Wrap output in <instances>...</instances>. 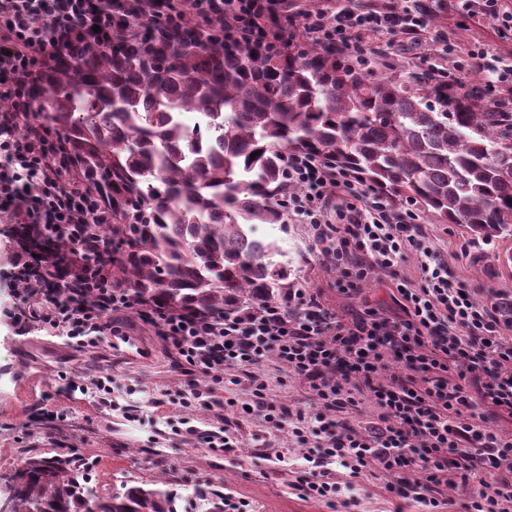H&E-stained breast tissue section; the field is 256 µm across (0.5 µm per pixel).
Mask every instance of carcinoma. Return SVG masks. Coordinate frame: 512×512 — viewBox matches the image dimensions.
Returning a JSON list of instances; mask_svg holds the SVG:
<instances>
[{
  "mask_svg": "<svg viewBox=\"0 0 512 512\" xmlns=\"http://www.w3.org/2000/svg\"><path fill=\"white\" fill-rule=\"evenodd\" d=\"M259 43L159 24L111 50L87 45L30 93L71 169L106 198L95 234L112 285L153 306L226 316L278 299L288 271L259 224L283 223L290 154L354 173L476 239L512 236V113L477 112L423 72H363L307 41ZM255 157H250L251 153ZM85 243L46 237L41 261ZM82 459L30 457L12 512H224V494L123 481L103 494Z\"/></svg>",
  "mask_w": 512,
  "mask_h": 512,
  "instance_id": "carcinoma-1",
  "label": "carcinoma"
}]
</instances>
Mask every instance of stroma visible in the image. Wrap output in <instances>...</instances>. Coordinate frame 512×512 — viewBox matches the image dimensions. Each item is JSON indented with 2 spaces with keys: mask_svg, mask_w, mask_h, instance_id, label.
<instances>
[{
  "mask_svg": "<svg viewBox=\"0 0 512 512\" xmlns=\"http://www.w3.org/2000/svg\"><path fill=\"white\" fill-rule=\"evenodd\" d=\"M428 27L419 35L394 33L381 36V55L373 70L387 73L390 64L424 69L442 51L440 36L455 45V59L466 58L471 45L480 42L489 52L512 59V33L500 34L496 22L472 18L449 8L448 0H430ZM423 230L451 276L464 280L484 304L500 297L512 298V237L489 242L472 241L460 224H441L423 217ZM259 237L275 242L277 259L288 270V285L310 289L324 309L339 320L353 321L371 309L393 312L397 306L389 282L366 279L356 294L337 289L339 276L329 258L317 255L311 245L314 230L297 217L286 223L259 225ZM17 238L11 225L0 223V500L12 495L16 475L30 457H79L87 464L92 486L110 493L124 480L149 481L169 475L173 487L204 482L226 493L232 503L244 502L249 512H333L321 500L298 495L290 482L303 461L299 447L287 430H274L256 416H235L234 404L248 402L251 388L235 369L225 370L217 394L227 400L223 415L205 407L190 413L171 403L182 382L172 350L151 335L131 312L116 315L139 352L124 354L106 344L77 350L62 343L52 331L32 317V309L13 290V256ZM256 371L267 384L269 398L294 409L314 404L308 383L269 358ZM112 374L113 408H104L94 394L70 393L69 381ZM41 419H34V408ZM189 416L191 425L217 429L224 418L237 417L239 445L234 452L214 450L188 435H174L171 424ZM359 512H422L420 503L388 493L382 481L361 480L351 487Z\"/></svg>",
  "mask_w": 512,
  "mask_h": 512,
  "instance_id": "obj_1",
  "label": "stroma"
}]
</instances>
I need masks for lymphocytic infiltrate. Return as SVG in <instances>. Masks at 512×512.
<instances>
[{
  "label": "lymphocytic infiltrate",
  "mask_w": 512,
  "mask_h": 512,
  "mask_svg": "<svg viewBox=\"0 0 512 512\" xmlns=\"http://www.w3.org/2000/svg\"><path fill=\"white\" fill-rule=\"evenodd\" d=\"M278 0H0V214L23 233L14 261L19 297L36 302V318L70 346L94 347L119 336L114 314L135 309L178 359L184 380L180 407L220 406L213 389L225 368L250 371L276 358L305 378L314 413L288 411L269 401L262 381H253L252 414L273 428H286L306 448L296 478L304 497L356 512L336 479L372 478L388 492L442 512L443 491L460 492L462 512H512V435L487 425L488 413L512 417V339H505L494 307L478 303L468 285L451 277L428 244L413 206L394 205L354 174L302 155L288 158L295 193L282 203L315 229L314 249L332 259L342 293L357 291L372 273L396 283L400 311L368 312L343 323L319 309L307 289L292 288L287 302L272 301L224 318L187 312H157L128 290L112 285L107 262L90 266L71 252L67 274L53 280L31 274L27 257L49 231L80 238L91 224H108L112 213L96 190L71 174L55 155L43 124L31 119L26 90L38 65L69 54L81 40L111 44L139 25L154 22L224 25L226 38L265 37L273 49L281 36L264 30L262 18ZM311 39L328 42L361 65L376 54L369 36L419 33L427 27L422 6L347 5L301 14ZM492 73L488 86L466 88L463 75ZM441 92L495 94L497 111L512 100V62L473 45L466 62L430 66ZM335 220H328V213ZM415 255L420 282L400 273ZM211 387H201L200 377ZM373 407L366 415L365 407Z\"/></svg>",
  "instance_id": "lymphocytic-infiltrate-1"
}]
</instances>
